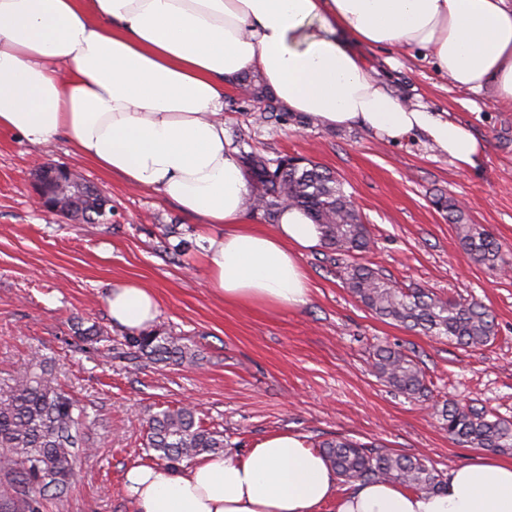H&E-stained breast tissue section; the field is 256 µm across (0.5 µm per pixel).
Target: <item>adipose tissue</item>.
Returning a JSON list of instances; mask_svg holds the SVG:
<instances>
[{
    "mask_svg": "<svg viewBox=\"0 0 512 512\" xmlns=\"http://www.w3.org/2000/svg\"><path fill=\"white\" fill-rule=\"evenodd\" d=\"M363 46L430 52L455 85L512 104V0H0V131L33 145L65 138L125 184L224 225L203 254L213 294L298 310L311 297L301 259L322 230L290 209L270 231L248 222V181L223 119L242 72L259 71L284 108L325 127L394 142L420 134L462 169L485 155L466 123L389 93ZM106 306L131 332L158 315L154 294L131 282ZM126 480L140 512H512L511 460L457 465L434 494L390 482L342 491L288 432L180 472L134 466Z\"/></svg>",
    "mask_w": 512,
    "mask_h": 512,
    "instance_id": "1",
    "label": "adipose tissue"
}]
</instances>
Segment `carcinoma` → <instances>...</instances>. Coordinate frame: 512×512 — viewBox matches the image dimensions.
Wrapping results in <instances>:
<instances>
[{
    "mask_svg": "<svg viewBox=\"0 0 512 512\" xmlns=\"http://www.w3.org/2000/svg\"><path fill=\"white\" fill-rule=\"evenodd\" d=\"M239 89L263 104L260 119H292L270 95L259 73L243 74ZM240 161L250 181L246 198L250 211L274 223L283 210L296 208L324 226L325 241L343 255L355 258L369 249L368 226L334 172L304 156L271 159L245 153ZM94 189L76 176L59 190L60 200L67 206L76 193ZM435 204L448 211V222L455 225L470 260L490 268L505 263L496 240L469 223L462 207L441 198ZM345 284L375 315L450 344L478 348L495 335L492 314L477 301H450L424 289L405 291L355 261L346 263ZM75 336L98 353L112 356V338L103 330L78 325ZM121 346L125 347L122 356L130 360L198 361L195 346L157 330L127 335ZM374 369L383 382L402 393L426 392L419 364L400 349L379 347ZM90 424L84 406L61 388L47 361L37 359L9 378L7 393L0 396V512H46L47 502L65 498L76 461L88 453ZM441 425L461 444L492 451L512 449V422L484 410L450 402L441 411ZM319 448L346 481L392 482L422 493L442 487L441 475L419 458L379 452L348 438L326 440ZM145 451L154 452L161 466L178 470L184 462L224 452V433L203 427L190 405L167 408L150 418Z\"/></svg>",
    "mask_w": 512,
    "mask_h": 512,
    "instance_id": "carcinoma-1",
    "label": "carcinoma"
}]
</instances>
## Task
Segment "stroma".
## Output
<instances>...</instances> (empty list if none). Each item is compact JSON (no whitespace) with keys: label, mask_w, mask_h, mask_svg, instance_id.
<instances>
[{"label":"stroma","mask_w":512,"mask_h":512,"mask_svg":"<svg viewBox=\"0 0 512 512\" xmlns=\"http://www.w3.org/2000/svg\"><path fill=\"white\" fill-rule=\"evenodd\" d=\"M362 54L394 95L468 123L486 144L482 165L460 169L425 139L393 143L309 116L259 125V104L235 88L224 94L225 135L239 152L305 156L333 171L370 230L361 263L401 288L481 302L495 317L493 340L464 350L380 319L344 288L343 264L327 245L302 259L312 288L302 309L225 304L208 284L201 227L176 204L156 190L128 187L65 140L36 147L0 134V377L33 357L49 358L58 383L95 420L92 456L80 458L73 491L47 512H137L126 472L151 463L146 421L187 403L197 405L204 427L223 431L231 453L284 431L313 448L344 436L426 457L443 474L486 454L442 430L444 404L512 420V105L454 87L421 53L366 47ZM40 164L71 167L100 188L112 202L110 221L76 224L40 208L32 189ZM440 197L465 206L471 223L501 244L506 266L466 257L435 204ZM125 281L155 294L154 330L197 345V364L104 359L79 346L78 322L122 341L106 298ZM394 344L425 371L428 397L399 393L376 377V347Z\"/></svg>","instance_id":"obj_1"}]
</instances>
